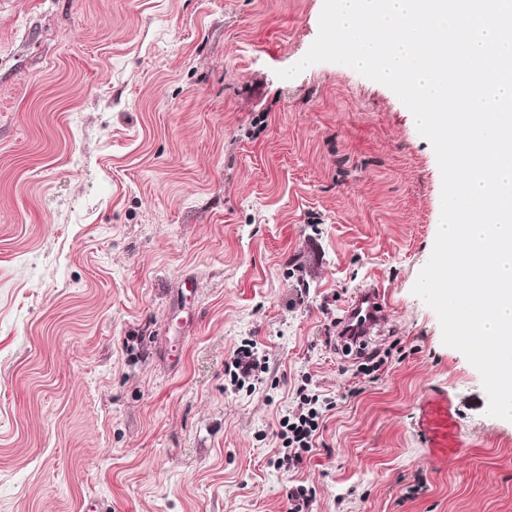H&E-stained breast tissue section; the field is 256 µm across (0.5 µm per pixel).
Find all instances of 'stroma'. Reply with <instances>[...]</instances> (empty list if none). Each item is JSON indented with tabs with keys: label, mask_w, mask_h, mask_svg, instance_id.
Wrapping results in <instances>:
<instances>
[{
	"label": "stroma",
	"mask_w": 512,
	"mask_h": 512,
	"mask_svg": "<svg viewBox=\"0 0 512 512\" xmlns=\"http://www.w3.org/2000/svg\"><path fill=\"white\" fill-rule=\"evenodd\" d=\"M323 2L0 0V512H289L296 488L308 512H512V421L412 292L431 143L348 66L277 76ZM370 284L389 312L350 357ZM301 388L333 407L286 472ZM438 391L463 441L440 463L417 428ZM387 309V298L380 288L370 286L360 289L340 318L341 343L365 339L369 343L374 330L384 320Z\"/></svg>",
	"instance_id": "stroma-1"
}]
</instances>
